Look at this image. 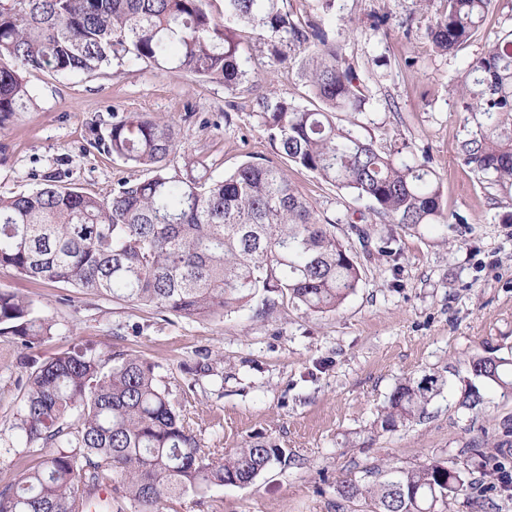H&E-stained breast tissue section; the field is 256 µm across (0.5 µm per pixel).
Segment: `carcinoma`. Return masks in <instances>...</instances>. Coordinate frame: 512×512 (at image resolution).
Returning a JSON list of instances; mask_svg holds the SVG:
<instances>
[{"label": "carcinoma", "mask_w": 512, "mask_h": 512, "mask_svg": "<svg viewBox=\"0 0 512 512\" xmlns=\"http://www.w3.org/2000/svg\"><path fill=\"white\" fill-rule=\"evenodd\" d=\"M209 0H17L0 10V125L33 99L20 69L56 75L92 72L114 60L142 61L200 81L221 79L234 90L251 76L237 28L273 39L272 64L287 60L279 45L316 39L301 77L310 109L282 96L255 106L270 144L289 162L371 203L380 219L416 229L446 224L441 186L410 146L384 151L371 136L336 122L361 112L366 98L356 68L321 27L296 22L287 0H224V22ZM492 0H446L431 30L450 53L471 40ZM460 108L482 117L457 152L490 184L512 189V34L466 68L456 90ZM171 126L130 112L112 124L104 149L143 167L98 197L50 180L29 193L0 195V268L62 283L82 292L152 305L179 317L223 318L253 301L266 311L285 302L312 313L336 311L355 292L361 270L292 185L286 170L246 161L221 179L207 168L170 169ZM54 323L21 295L0 290V336L33 349ZM73 349L30 366L12 429L28 450L47 449L16 484L0 490V512H92L95 494L112 492L107 509L164 512L168 501L251 483L283 451L247 444L214 461L155 379V365L130 355ZM472 375L512 397V358L477 355ZM439 373L408 379L390 393L377 421L391 431L426 414L447 386ZM82 410L71 422L70 414ZM455 459L386 471L366 486L338 485L340 497L371 501V512H439L468 490Z\"/></svg>", "instance_id": "1"}]
</instances>
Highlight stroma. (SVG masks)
Returning a JSON list of instances; mask_svg holds the SVG:
<instances>
[{
    "mask_svg": "<svg viewBox=\"0 0 512 512\" xmlns=\"http://www.w3.org/2000/svg\"><path fill=\"white\" fill-rule=\"evenodd\" d=\"M293 18L323 22L329 38L355 64L367 98L345 124L383 149L409 145L428 158L449 222L409 230L376 218L368 202L287 164L271 147L253 104L273 93L310 105L298 68L270 66V43L239 29L252 77L225 90L144 62L111 63L67 76L25 72L34 92L27 107L0 127V194L41 186L46 177L97 195L143 169L104 152L115 118L139 112L171 124L169 163L203 162L216 178L242 162L288 169L321 223L356 256L362 280L336 311L314 314L293 305L268 313L250 306L222 319H184L149 305L34 282L0 268V289L18 293L54 323L53 334L27 350L0 336V489L14 484L34 458L12 430L26 366L81 346L121 361L129 354L155 366L156 383L185 415L202 450L220 458L261 441L286 460L245 486H214L170 503L169 512H370L368 500H343L339 482L368 471L411 468L458 458L467 480L483 470L461 456L471 440L512 470V400L467 370L475 355L512 354V191L493 185L457 152L475 125L454 93L469 62L512 33V0H493L475 36L453 52L435 50L430 30L443 0H336L324 23L321 0H287ZM355 30H345L346 22ZM368 230L376 248L392 238L391 261L364 253L353 231ZM439 371L449 386L420 422L376 426L391 391L405 379ZM483 402H462L471 392Z\"/></svg>",
    "mask_w": 512,
    "mask_h": 512,
    "instance_id": "obj_1",
    "label": "stroma"
}]
</instances>
